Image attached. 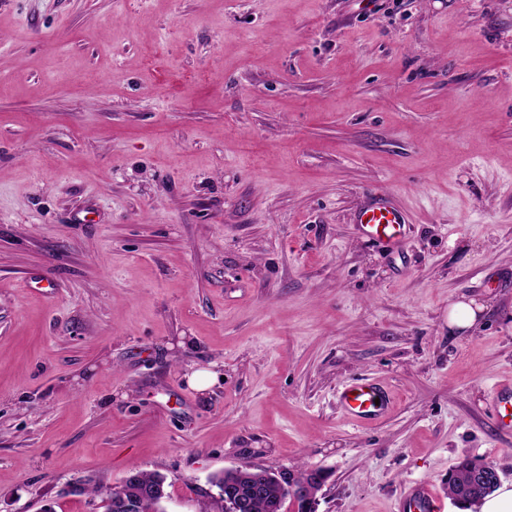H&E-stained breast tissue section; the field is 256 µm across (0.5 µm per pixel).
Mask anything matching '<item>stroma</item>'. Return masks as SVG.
<instances>
[{"mask_svg":"<svg viewBox=\"0 0 512 512\" xmlns=\"http://www.w3.org/2000/svg\"><path fill=\"white\" fill-rule=\"evenodd\" d=\"M511 384L512 0H0V512H102L61 488L133 469L200 512L245 464L461 512L460 462L512 482ZM362 234L378 246L398 250L403 246L406 216L384 194H374L371 203L357 215ZM472 303L460 301L451 306L448 311V326L450 328L465 330L475 325L477 313L481 311V307L474 308ZM338 397L340 407L347 417L364 425L381 419L392 405L388 391L379 383L367 379L344 384ZM376 399H380L379 405L375 404ZM399 512H438L433 490L419 484L401 501Z\"/></svg>","mask_w":512,"mask_h":512,"instance_id":"1","label":"stroma"}]
</instances>
